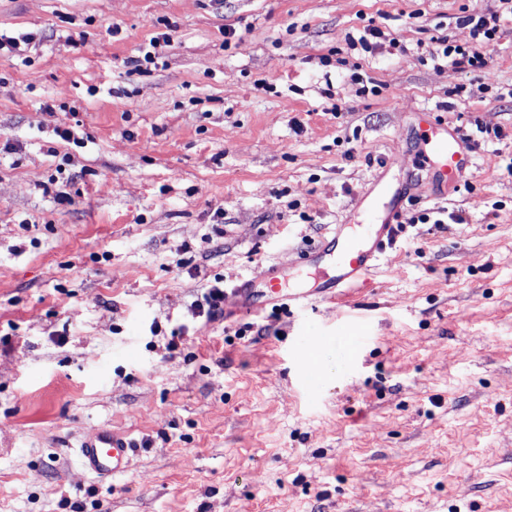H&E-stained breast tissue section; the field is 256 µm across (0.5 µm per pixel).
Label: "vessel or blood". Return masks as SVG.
Instances as JSON below:
<instances>
[{"instance_id":"b4317fda","label":"vessel or blood","mask_w":512,"mask_h":512,"mask_svg":"<svg viewBox=\"0 0 512 512\" xmlns=\"http://www.w3.org/2000/svg\"><path fill=\"white\" fill-rule=\"evenodd\" d=\"M427 148L441 179L447 185H458L470 155L457 134L448 127H436L427 141ZM373 192L383 201L380 222L336 225L316 246L303 251V262L315 269L311 288L289 289L285 280L287 262L274 263L225 288V316H258L271 307L288 309L313 303L343 304L367 282L394 241L395 221L400 213L403 192L391 190L381 183L374 185ZM132 451L131 440L123 435L99 431L81 442L79 460L99 479H110L127 472Z\"/></svg>"}]
</instances>
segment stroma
Wrapping results in <instances>:
<instances>
[{
	"instance_id": "obj_1",
	"label": "stroma",
	"mask_w": 512,
	"mask_h": 512,
	"mask_svg": "<svg viewBox=\"0 0 512 512\" xmlns=\"http://www.w3.org/2000/svg\"><path fill=\"white\" fill-rule=\"evenodd\" d=\"M494 11L485 68L431 60ZM0 30L31 38L0 54V512H512L501 0H0ZM424 112L471 151L457 187L417 163ZM380 173L404 229L344 320L193 315L280 260L311 279ZM98 430L126 474L81 465ZM81 465L99 479L124 475L129 468L133 444L114 431H97L79 446Z\"/></svg>"
}]
</instances>
